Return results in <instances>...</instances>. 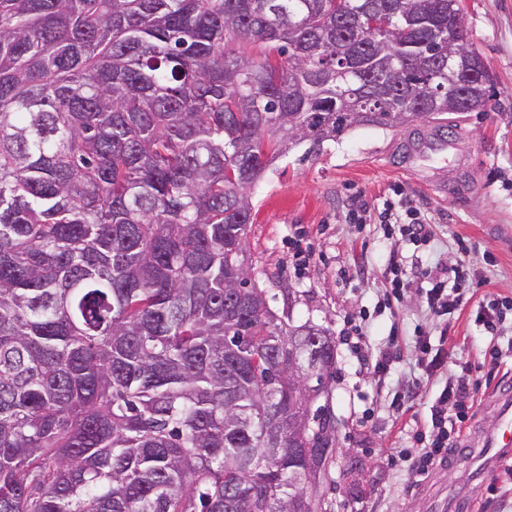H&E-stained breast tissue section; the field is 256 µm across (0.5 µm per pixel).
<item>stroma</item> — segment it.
<instances>
[{
    "instance_id": "obj_1",
    "label": "stroma",
    "mask_w": 512,
    "mask_h": 512,
    "mask_svg": "<svg viewBox=\"0 0 512 512\" xmlns=\"http://www.w3.org/2000/svg\"><path fill=\"white\" fill-rule=\"evenodd\" d=\"M470 43L482 55L496 95L482 112L449 118L453 148L437 161L443 189L426 186L399 159L400 134L364 126L325 143L319 152L300 144L280 158L252 191L253 222L247 247L255 278L270 308L293 324L311 322L338 334L344 316L365 314L369 342H395L400 358L384 382L356 366L344 345L328 381L327 405L336 418V454L315 488L322 512H421L417 481L409 472L418 450L413 432L425 429L432 396L447 377L438 370L421 385L406 414L392 400L415 378L416 326L432 343H443L455 366L490 375L481 385L474 420L493 417V396L512 389V324L495 342L500 365L489 370L474 323L478 303L489 295L512 298V0H461ZM414 199L432 235L413 248L387 237L380 212L384 202ZM302 229L315 252L304 278L292 272L291 236ZM472 248L471 260L487 280L472 285L449 328L422 305V281L392 308L381 307L391 252L417 255L421 266L455 264L457 240ZM449 490L468 485L473 512H512V476L497 471L471 478L466 463L442 471Z\"/></svg>"
}]
</instances>
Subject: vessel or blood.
<instances>
[{"label": "vessel or blood", "mask_w": 512, "mask_h": 512, "mask_svg": "<svg viewBox=\"0 0 512 512\" xmlns=\"http://www.w3.org/2000/svg\"><path fill=\"white\" fill-rule=\"evenodd\" d=\"M449 147L447 135L427 126L406 139L402 152L409 171L421 172L430 163L447 158ZM493 403L496 424H476L464 443L468 465L478 477L495 472L503 460L512 457V393L495 395ZM418 491L428 512H469L471 508L469 502L460 498L442 499L432 480L422 482Z\"/></svg>", "instance_id": "b4317fda"}]
</instances>
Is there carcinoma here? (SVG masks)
<instances>
[{
	"label": "carcinoma",
	"instance_id": "carcinoma-1",
	"mask_svg": "<svg viewBox=\"0 0 512 512\" xmlns=\"http://www.w3.org/2000/svg\"><path fill=\"white\" fill-rule=\"evenodd\" d=\"M455 36L448 0H0V512H319L336 419L306 460L288 348L324 394L336 341L255 287L250 191L483 111ZM448 59L456 64V66L448 70V87L459 86L467 76L474 73L470 69V67L474 66L472 54L465 47V41L455 51L448 46Z\"/></svg>",
	"mask_w": 512,
	"mask_h": 512
}]
</instances>
